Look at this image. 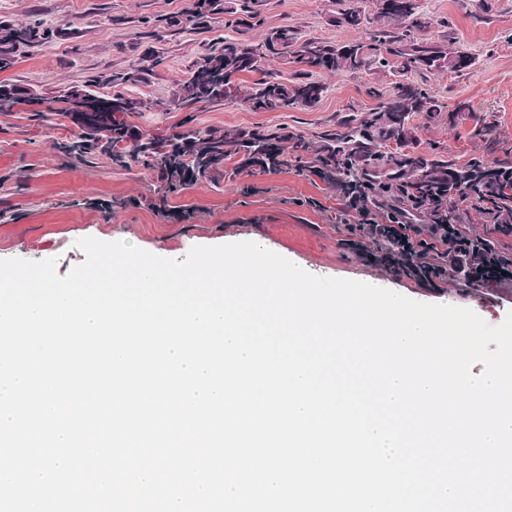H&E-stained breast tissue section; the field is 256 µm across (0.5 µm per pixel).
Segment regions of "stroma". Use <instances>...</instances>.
Wrapping results in <instances>:
<instances>
[{"label": "stroma", "instance_id": "1", "mask_svg": "<svg viewBox=\"0 0 512 512\" xmlns=\"http://www.w3.org/2000/svg\"><path fill=\"white\" fill-rule=\"evenodd\" d=\"M190 0H0V21L43 20L54 31L44 46L26 51L0 82H13L51 100L91 76L137 66L155 51L163 63L149 83L127 87L129 97L146 107L131 118L145 132H169L193 115L201 129H241L257 125L286 127L320 143L348 108L366 111L378 105V92L391 89L398 76L391 68L357 73L320 74L327 93L313 111L296 108L251 112L229 103L186 111L173 104L188 64L216 39L234 36V28L215 20L210 28L149 37L151 21L180 14ZM368 17L362 28L337 24L335 0H264L252 20L249 37L268 29L295 26L302 36L337 43L363 42L378 28L375 0H358ZM432 22L428 37L445 49L467 48L474 66L463 73H422L431 95L446 108L430 121L413 116L410 126L418 150L438 152L457 164L512 158V0H421ZM469 111H458L460 103ZM493 125L498 142L489 153L475 136L476 120ZM74 127L55 114L36 120L27 105L0 112V259H56L59 276L81 264L77 240H123L156 255L184 259L195 246L265 240L270 251L320 277L381 280L402 296L421 303L474 311L492 326L512 311V283L479 295L459 291L454 276L428 285L377 261L372 246L358 238L357 216L346 215L335 188L315 176L287 170L276 174L241 173L218 183L204 182L169 197L170 217L151 205L156 175L140 167L123 169L105 158L89 162L67 158L58 142L72 138ZM470 236L495 235L512 253V232L493 231L477 204L452 200Z\"/></svg>", "mask_w": 512, "mask_h": 512}]
</instances>
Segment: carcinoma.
Here are the masks:
<instances>
[{"label":"carcinoma","mask_w":512,"mask_h":512,"mask_svg":"<svg viewBox=\"0 0 512 512\" xmlns=\"http://www.w3.org/2000/svg\"><path fill=\"white\" fill-rule=\"evenodd\" d=\"M391 9L378 10L381 27L373 30L370 47L359 42L336 43L318 38H302L293 26L269 29L259 39H224L220 47H210L188 67L173 102L178 108L237 103L253 112H275L293 107L306 111L318 108L326 86L316 80L324 72H361L379 65L399 64L404 78L397 82L378 106L340 118L318 145L298 133L281 128L255 126L247 129L215 130L192 126L185 119L168 134L146 133L128 122L142 107L124 112H108L99 105L100 88L143 83L160 61L147 55L144 64L120 74H100L55 99L61 108L47 102L40 112L44 118L58 111L77 129L60 145L62 152L76 160L103 157L121 168L132 166L157 175V195L164 203L204 180L219 181L244 171L275 174L294 168L308 172L336 188L344 196L359 190L368 176L379 184L373 206L402 208L408 201L423 203L435 217L448 219V199L470 195L483 204L491 218L496 214L512 218V161H472L456 165L437 153L421 152L413 146L408 125L414 115L434 121L444 105L412 74L445 72L448 59L460 63L452 72L460 74L475 64L467 51L447 52L425 36L431 27L419 0H390ZM343 5L338 23L351 28L363 24L362 9L355 0H339ZM262 0H239L236 7L226 0H191L180 15L160 19L165 28L200 30L210 26L213 16L244 13L255 19ZM52 29L40 20L21 24L0 22V71L12 68L24 50L43 44ZM294 66L291 79L272 67L274 63ZM244 74L255 76L247 88L240 85ZM35 99V94L12 83L0 82V111ZM82 105L87 117L75 119V105ZM359 235L373 246L377 259L416 277L427 274L440 279L447 274L449 259L434 245L407 248L392 232L372 224L357 225ZM478 260L489 269H503L512 263V254L501 252L491 238H479ZM457 281L467 292H485L496 279L492 275L473 280L453 266Z\"/></svg>","instance_id":"carcinoma-1"}]
</instances>
